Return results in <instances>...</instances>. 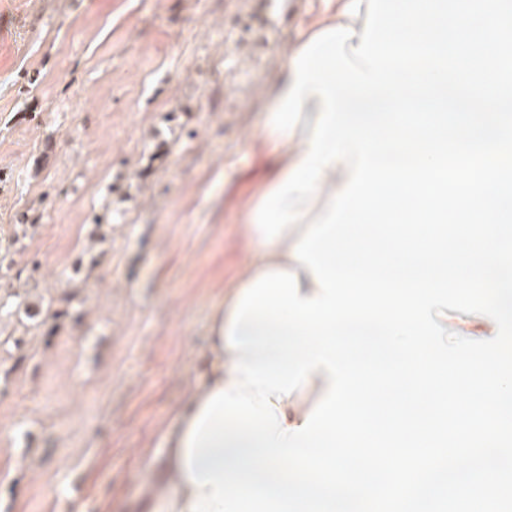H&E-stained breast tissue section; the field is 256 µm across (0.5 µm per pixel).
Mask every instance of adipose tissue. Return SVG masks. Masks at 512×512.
I'll use <instances>...</instances> for the list:
<instances>
[{
    "label": "adipose tissue",
    "instance_id": "ef3b65f1",
    "mask_svg": "<svg viewBox=\"0 0 512 512\" xmlns=\"http://www.w3.org/2000/svg\"><path fill=\"white\" fill-rule=\"evenodd\" d=\"M368 15L367 0H336L335 14L328 19L311 22L308 29L315 35L329 27L352 29L353 34L345 44L346 50L351 51L360 44ZM323 104L324 98L320 93L309 92L300 107L299 118L291 135L274 132L268 125L263 128L266 144L282 152L278 173L273 181L261 184L256 196L245 205L243 231L253 246V252L235 283L225 289L221 302L210 317L204 380L194 384L186 398L173 410L168 425L160 433V456L147 459L145 463L149 496L146 512H192L193 505L211 491L209 484H195L187 475L189 437L195 421L211 397L219 391L230 390L236 382L235 361L239 353L229 345L227 337L245 288L268 271L276 270L295 275L299 296L312 300L321 293L314 273L300 263L294 250L312 229L314 219L322 216L328 201L346 189L352 178L346 161L339 159L334 166H322L316 195L303 208L302 219L283 229L271 243H264L262 233L255 227L254 218L262 197L274 190L277 184L283 183L289 173L311 152ZM329 389L324 369H313L304 389L292 392L280 402L278 410L282 412L286 426L304 425L307 415L314 410L316 404L324 400Z\"/></svg>",
    "mask_w": 512,
    "mask_h": 512
}]
</instances>
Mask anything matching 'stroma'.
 <instances>
[{
  "instance_id": "1",
  "label": "stroma",
  "mask_w": 512,
  "mask_h": 512,
  "mask_svg": "<svg viewBox=\"0 0 512 512\" xmlns=\"http://www.w3.org/2000/svg\"><path fill=\"white\" fill-rule=\"evenodd\" d=\"M304 2L270 27L254 0H0V244L32 227L0 291L57 311L0 317V512L139 507L252 249Z\"/></svg>"
}]
</instances>
